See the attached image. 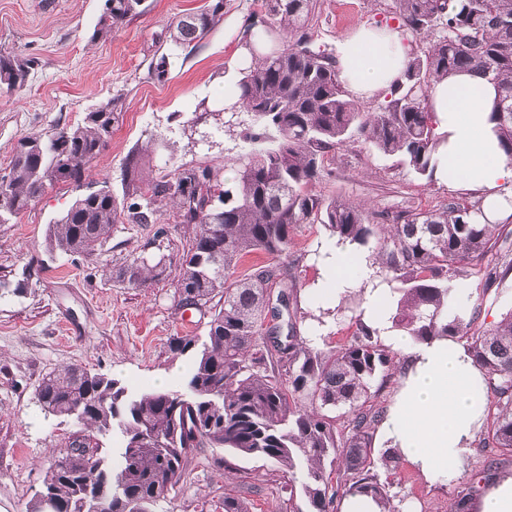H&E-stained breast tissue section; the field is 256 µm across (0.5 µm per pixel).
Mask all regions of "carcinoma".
I'll list each match as a JSON object with an SVG mask.
<instances>
[{
    "label": "carcinoma",
    "mask_w": 512,
    "mask_h": 512,
    "mask_svg": "<svg viewBox=\"0 0 512 512\" xmlns=\"http://www.w3.org/2000/svg\"><path fill=\"white\" fill-rule=\"evenodd\" d=\"M145 0H104L92 38L145 11ZM403 26L427 41L406 57L387 101L364 111L340 78L336 55L315 45L312 22L320 0H261V28L244 38L246 65L238 81L243 114L259 125L253 148L233 187L221 189L220 169L182 167L160 179L141 176L142 150L124 165L126 194L118 202L108 181H90L71 206L48 224V252L90 259L124 219L148 224L169 206L196 231L183 250L174 290L177 304L210 313L204 336H173L175 357L189 368L180 391H128L120 380L78 364H63L39 382L41 409L80 426L65 453L46 471L43 489L26 512H155L201 448L224 449V474L238 458H258L281 473L280 491L299 493L306 512H338L345 496H367L381 512L391 505V483L377 467L396 474L401 453L374 448L387 407L378 404L398 353L381 343L379 329L350 309L355 325L343 343L315 348L298 328L296 281L281 278L294 230L319 222L337 244L372 249L378 285L397 296L392 326L414 344L466 339L483 374L487 420L484 470L512 457V309L493 325L472 329L453 313L456 280L482 261L512 229L478 224L482 198L454 199L428 211L380 222L363 205L315 191L325 161L356 138L428 181L440 144L426 93L430 83L456 72H475L497 85L491 120L499 146L512 161V0H396ZM224 17V0H206L158 37L173 48L203 40ZM35 57L0 47V93L22 89ZM117 101L91 108L82 121L18 143L0 172V223L28 209L58 181L82 185L85 166L112 137ZM264 260L244 271L245 258ZM164 259L134 258L115 271L131 288L164 278ZM512 273V250L488 270L486 284ZM119 431L122 465L99 453L98 440ZM339 462L333 472L325 462ZM210 512H250L247 499L230 494L205 501Z\"/></svg>",
    "instance_id": "obj_1"
}]
</instances>
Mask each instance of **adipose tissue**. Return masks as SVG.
I'll return each instance as SVG.
<instances>
[{
    "instance_id": "ef3b65f1",
    "label": "adipose tissue",
    "mask_w": 512,
    "mask_h": 512,
    "mask_svg": "<svg viewBox=\"0 0 512 512\" xmlns=\"http://www.w3.org/2000/svg\"><path fill=\"white\" fill-rule=\"evenodd\" d=\"M407 51V36L398 28L358 27L337 45L340 77L352 93L369 98L400 75ZM497 97L492 82L461 72L433 81L427 103L442 139L435 182L477 193L486 219L502 223L512 219V161L502 154L489 120ZM370 279V268L352 262L344 248L336 252L325 288L337 297L344 286L364 287L366 315L377 318L379 305L389 302L390 295L387 289L370 288ZM386 339L405 355L409 370L382 435L421 473L453 477L485 403L482 374L457 343L415 345L392 333Z\"/></svg>"
}]
</instances>
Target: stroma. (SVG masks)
I'll return each mask as SVG.
<instances>
[{"mask_svg":"<svg viewBox=\"0 0 512 512\" xmlns=\"http://www.w3.org/2000/svg\"><path fill=\"white\" fill-rule=\"evenodd\" d=\"M205 0H150L148 11L125 22L111 40L91 35L103 0H0V46L39 60L26 87L0 95V169L8 165L26 136L80 122L93 106L118 99L119 112L106 150L88 165L93 180H107L123 198V168L137 146L150 144L153 160L145 173L158 178L175 168L224 164L223 179L233 186L238 160L250 149L241 131L224 129V78L239 74V42L254 14L256 0H224V19L198 44L162 52L160 33ZM394 0H320L314 21L316 44L336 50L357 27L399 24ZM166 57L163 78L152 77L151 63ZM208 114H200L198 105ZM316 190L397 215L428 210L453 197L448 187L428 182L358 142L339 153ZM73 183L46 189L9 223L0 224V512H25L41 490L53 450L64 449L77 431L74 421L44 413L35 399L42 377L74 363L119 379L130 390L180 389L186 361L169 350L173 336H202L209 314L176 305L173 294L180 257L195 227L165 211L150 224H117L93 259H73L46 251L50 221L70 206ZM336 240L321 224H303L282 271L295 276L297 301L308 317L302 335L315 345L340 343L354 327L349 311H329L320 292L327 255ZM165 257L166 278L146 288L118 283L114 271L136 257ZM485 267H470L461 299L475 327L484 328L512 308V276L486 285ZM217 448L200 449L174 492L158 512H200L202 501L225 492L246 497L252 512H304L301 498L277 488L273 465L244 459L238 471L224 474L210 466ZM481 460L469 450L455 476L435 480L410 461H401L390 488L401 512H450L466 482L477 479Z\"/></svg>","mask_w":512,"mask_h":512,"instance_id":"1","label":"stroma"}]
</instances>
